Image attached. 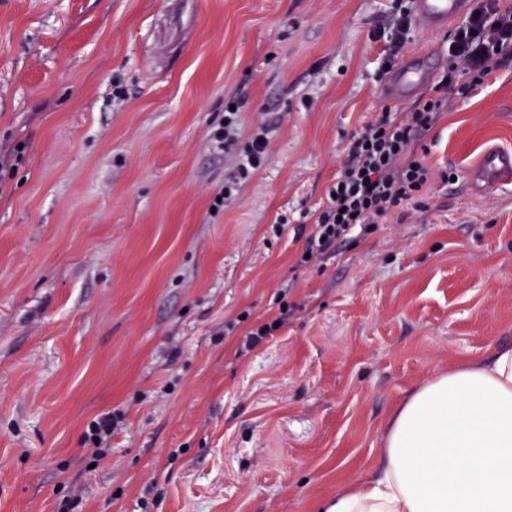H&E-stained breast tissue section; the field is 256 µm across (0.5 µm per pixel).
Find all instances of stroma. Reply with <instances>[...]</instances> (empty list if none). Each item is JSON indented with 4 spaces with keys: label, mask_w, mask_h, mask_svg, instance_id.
<instances>
[{
    "label": "stroma",
    "mask_w": 512,
    "mask_h": 512,
    "mask_svg": "<svg viewBox=\"0 0 512 512\" xmlns=\"http://www.w3.org/2000/svg\"><path fill=\"white\" fill-rule=\"evenodd\" d=\"M392 7L0 0V512H318L377 470L415 389L512 344V186L470 184L512 149V69L428 135L429 209L294 266L384 104ZM233 97L241 137L271 140L215 211ZM289 306L288 303L280 305V316L275 317L271 321L258 322L253 325L250 330L244 335L246 336L245 347L247 351L254 349L261 344L268 336H273L288 317ZM113 426V418L109 414L102 415L92 422L90 440L95 445L93 453L95 461H100L108 455L109 448H106V445L112 436Z\"/></svg>",
    "instance_id": "1"
}]
</instances>
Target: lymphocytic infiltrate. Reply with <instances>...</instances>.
<instances>
[{"mask_svg":"<svg viewBox=\"0 0 512 512\" xmlns=\"http://www.w3.org/2000/svg\"><path fill=\"white\" fill-rule=\"evenodd\" d=\"M415 20L407 0H396L378 79L397 68ZM496 67H512V6L479 0L475 12L449 32L448 60L429 92L404 110L382 106L350 135L336 179L305 237L298 266H324L347 238L368 236L389 218L403 221L411 212L427 209L425 191L436 175L425 161V139L452 100L482 87ZM238 124L237 110L226 109L224 125L213 135L221 147L241 156L236 175L214 199L218 207L232 200L242 182L260 168L269 145L267 127L258 126L244 141Z\"/></svg>","mask_w":512,"mask_h":512,"instance_id":"1","label":"lymphocytic infiltrate"}]
</instances>
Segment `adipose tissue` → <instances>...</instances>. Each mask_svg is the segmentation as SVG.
<instances>
[{"label": "adipose tissue", "mask_w": 512, "mask_h": 512, "mask_svg": "<svg viewBox=\"0 0 512 512\" xmlns=\"http://www.w3.org/2000/svg\"><path fill=\"white\" fill-rule=\"evenodd\" d=\"M383 448L375 474L321 512H512V345L415 390Z\"/></svg>", "instance_id": "1"}]
</instances>
